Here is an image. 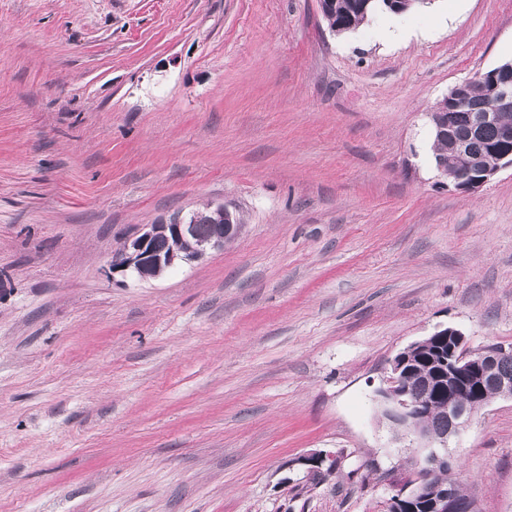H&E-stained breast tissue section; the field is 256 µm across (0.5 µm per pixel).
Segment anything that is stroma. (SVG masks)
I'll return each instance as SVG.
<instances>
[{"label":"stroma","instance_id":"1","mask_svg":"<svg viewBox=\"0 0 512 512\" xmlns=\"http://www.w3.org/2000/svg\"><path fill=\"white\" fill-rule=\"evenodd\" d=\"M510 60L512 0L343 34L319 0H0V512H386L391 360L512 344V169L449 189L430 119ZM210 204L224 248L111 274ZM448 453L512 512V399ZM207 223L200 222V212H194L188 217L174 216L169 221L157 224H143L138 233L127 239L122 247V257L110 264L112 273L115 272H139L142 279L156 278L172 267L177 260L186 262L197 261L205 256L208 250L224 248V243L235 238L241 228V224L231 221L232 212L223 204L209 206ZM225 222V224H224ZM205 224L207 233L200 234L199 226ZM159 236H172L179 243H193L188 257H181L172 251L175 244L172 240L159 238L154 243V251L151 244Z\"/></svg>","mask_w":512,"mask_h":512}]
</instances>
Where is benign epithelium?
<instances>
[{"label":"benign epithelium","mask_w":512,"mask_h":512,"mask_svg":"<svg viewBox=\"0 0 512 512\" xmlns=\"http://www.w3.org/2000/svg\"><path fill=\"white\" fill-rule=\"evenodd\" d=\"M492 84V104L472 116L470 134L478 136L488 125L500 127L501 138L512 141V125L502 123L501 115L512 113V61L499 64L491 70L477 75L474 80L455 86L431 112L434 131L437 136L448 138V143L458 148L461 143L454 139L448 129V112L468 100L467 94L473 82ZM512 168V150L501 154L495 165L486 166L481 161L474 162L464 175L448 173L443 161L437 168L447 176L448 185L461 193H471L487 183L495 174L505 168ZM208 231L199 233V217L194 212L186 217L175 216L157 224H144L138 233L127 239L122 247V257L110 264L112 272H139L142 278H156L181 259L176 252L162 257L155 254L151 244L159 236H171L180 243H191L189 256L184 261H197L211 249L224 247V243L235 238L241 225L231 221V211L218 204L206 209ZM427 355L433 370L423 374L426 389L419 398L412 395V385L417 370L414 367L413 353ZM512 355V346H488L479 350L467 347L464 334L452 327L435 331L419 340L392 361L391 372L385 386L378 390L382 415L391 424L403 426L407 422L422 417L426 424L415 431L421 439L430 440L436 446L422 447L412 460L416 477L400 487L388 501L387 512H406L416 503L428 512H459V501L455 492L457 477L448 473V483L435 480V476L450 467L446 443L448 438L458 434L472 420L481 405L477 400L487 390H493L495 398L512 399V374L499 370L501 361ZM442 398L443 408L448 411V430L439 433L431 426L433 399ZM336 455L319 451L305 458L310 473H333L336 471Z\"/></svg>","instance_id":"obj_1"}]
</instances>
